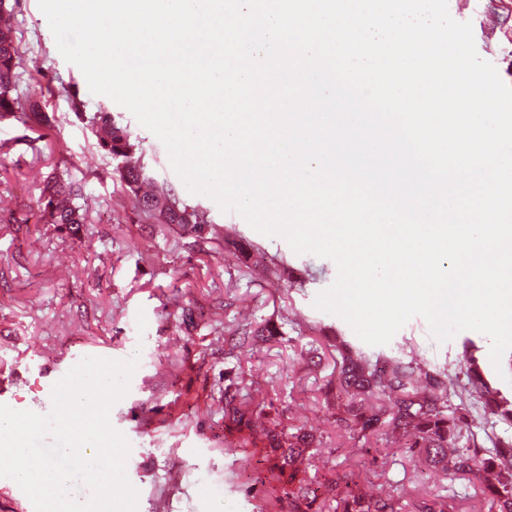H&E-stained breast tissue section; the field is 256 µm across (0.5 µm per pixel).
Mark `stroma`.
I'll list each match as a JSON object with an SVG mask.
<instances>
[{
	"instance_id": "35a3bbf8",
	"label": "stroma",
	"mask_w": 512,
	"mask_h": 512,
	"mask_svg": "<svg viewBox=\"0 0 512 512\" xmlns=\"http://www.w3.org/2000/svg\"><path fill=\"white\" fill-rule=\"evenodd\" d=\"M451 17L472 25L478 55L512 85V0H448ZM22 51L21 99L40 101L47 121L30 130L0 118V367L12 372V409H51L57 365L87 356L138 357L111 424L131 444L126 472L138 512H288L273 500L279 472L260 447L224 441V373H242L254 434L279 421L319 440L305 462L309 476H338L372 496L399 498L402 512L438 500L446 512H491L471 481L446 475L417 453L408 436L370 450L345 447L344 424L323 391L336 341L434 371L461 370L464 340L489 351L475 331L437 342L412 318L389 344L363 342L340 317L314 308L335 280L333 261L296 254L287 242L253 230L237 213L203 195L186 194L207 211L203 236L161 229L139 211L115 162L96 145L92 118L106 110L139 143L149 175L181 187L162 142L110 98L92 94L81 70L64 60L38 0H9L4 12ZM82 182L90 223L72 228L41 220L39 200L53 177ZM193 310L196 323L184 325ZM147 328L138 332L136 317ZM262 323L266 341L224 356V326ZM318 346L323 361L303 359Z\"/></svg>"
}]
</instances>
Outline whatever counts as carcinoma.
<instances>
[{
    "label": "carcinoma",
    "instance_id": "obj_1",
    "mask_svg": "<svg viewBox=\"0 0 512 512\" xmlns=\"http://www.w3.org/2000/svg\"><path fill=\"white\" fill-rule=\"evenodd\" d=\"M20 45L14 32L0 28V118L23 115V123L41 124L46 120L42 108L24 105L13 95L21 79ZM96 126L97 145L116 164L119 174L134 194L137 207L147 215L159 214L164 224L189 225L202 237L208 224L206 211L191 206L170 184H159L149 194H139L141 184L149 176L138 175L146 168L137 154L139 144L132 141L127 129L119 125L107 111H99ZM84 185L73 180H55L47 184L41 202L45 219L50 224H85L88 210L81 203ZM266 329L253 324L224 325V357H233L237 344L254 341ZM462 359L466 365L467 383L456 392L458 403H449L447 371L427 373L428 387L423 389L414 378V367L400 358L380 354L372 359L361 352L340 351L334 368L336 378L328 381L324 401L331 394L345 395L349 443H367L388 435L412 433L409 451L421 453L434 467L451 475L471 476L479 481L485 475L492 482L481 489L492 501L496 512H512V438L502 439L488 448L471 429L470 408L479 404L484 411L512 422V398L502 394L484 376L481 348L471 340L463 343ZM241 376L224 375V417L229 421L227 433L237 437L238 446L256 445L249 433L251 425L244 404L238 399ZM266 456L281 462L279 473H287L283 494L288 499V512H310L317 498L306 469L302 468L307 448L315 438L307 434H287L275 423L264 433ZM325 499L336 501L342 512H400L393 498H374L361 488L341 478H326L320 483Z\"/></svg>",
    "mask_w": 512,
    "mask_h": 512
}]
</instances>
